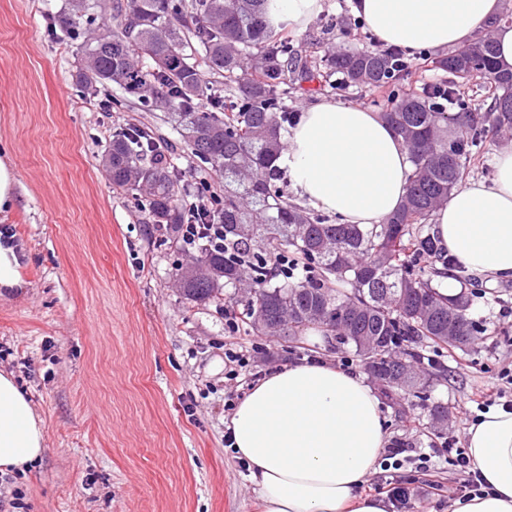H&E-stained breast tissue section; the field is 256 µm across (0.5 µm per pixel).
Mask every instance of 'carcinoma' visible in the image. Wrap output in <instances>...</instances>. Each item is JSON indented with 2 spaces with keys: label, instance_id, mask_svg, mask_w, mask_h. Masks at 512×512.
Listing matches in <instances>:
<instances>
[{
  "label": "carcinoma",
  "instance_id": "cac0c4a2",
  "mask_svg": "<svg viewBox=\"0 0 512 512\" xmlns=\"http://www.w3.org/2000/svg\"><path fill=\"white\" fill-rule=\"evenodd\" d=\"M268 0H68L63 33H82L77 80L87 90L117 84L168 108L173 130L190 154L222 179L210 211L195 213L184 174L149 130L112 133L102 165L112 185L144 198L151 224L182 244L185 224L224 225V247L203 243L175 268L186 299L206 304L225 288L249 294L243 313L253 332L293 339L310 324L352 351L395 405L429 378L416 370L421 353L404 347L426 339L467 350L480 329L468 317L470 296L442 293L448 263L422 229L461 185L483 153L489 131L512 132V70L483 37L435 62L447 74L430 90L391 92L411 75L392 56L346 50L303 59L267 22ZM92 11L112 14L115 29L82 30ZM215 77L203 78L202 71ZM319 90L350 85L388 92L382 118L409 150L410 184L403 206L382 224H330L288 202L276 186L273 159L284 149L288 97L295 85ZM472 81L490 103L483 112L463 96ZM211 100V111L197 103ZM307 265L304 277L279 276L275 259Z\"/></svg>",
  "mask_w": 512,
  "mask_h": 512
}]
</instances>
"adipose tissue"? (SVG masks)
<instances>
[{"instance_id": "adipose-tissue-1", "label": "adipose tissue", "mask_w": 512, "mask_h": 512, "mask_svg": "<svg viewBox=\"0 0 512 512\" xmlns=\"http://www.w3.org/2000/svg\"><path fill=\"white\" fill-rule=\"evenodd\" d=\"M504 0H358L356 11L382 43L407 52L471 42L494 28L498 59L512 68V24ZM491 182L456 188L431 220L440 247L467 272L512 278V150L495 152ZM276 167L297 197L342 224H379L404 203L408 148L379 115L320 100L302 112ZM228 429L260 512H386L362 486L388 441L386 419L363 376L304 360L263 376L236 403ZM483 494L452 512H512V411L480 414L466 437ZM45 452L40 419L12 376L0 372V470L25 472Z\"/></svg>"}]
</instances>
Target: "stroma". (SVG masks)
<instances>
[{
  "mask_svg": "<svg viewBox=\"0 0 512 512\" xmlns=\"http://www.w3.org/2000/svg\"><path fill=\"white\" fill-rule=\"evenodd\" d=\"M66 0H0V145L17 176L14 210L0 214L24 254L26 287L0 288V371L12 374L41 419L47 451L23 473H0L9 512H256L244 463L225 447V402L247 389L224 366L234 351L248 374L301 358L357 357L308 335L288 342L254 335L245 295L225 289L196 304L174 285L182 251L162 240L140 203L117 191L101 157L113 128L135 124L174 147L194 178L207 169L181 144L162 103L141 104L116 85L87 94L76 41L56 22ZM295 52L317 58L346 47L376 50L355 0H322L304 27H276ZM472 289V288H471ZM512 280L481 276L471 318L481 333L467 351L422 346L436 374L424 398L383 406L389 438L465 443L477 389L500 386L512 365ZM448 406L428 426L425 402ZM459 480L437 459L376 469L370 484L407 488L402 512H450Z\"/></svg>",
  "mask_w": 512,
  "mask_h": 512,
  "instance_id": "35a3bbf8",
  "label": "stroma"
}]
</instances>
